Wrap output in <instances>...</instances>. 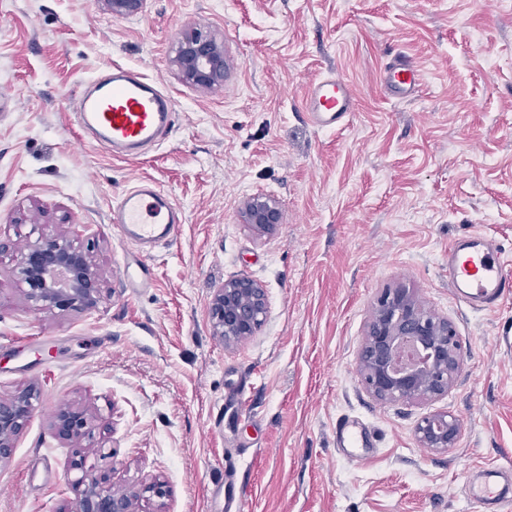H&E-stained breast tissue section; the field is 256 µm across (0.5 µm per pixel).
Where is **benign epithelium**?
<instances>
[{
	"label": "benign epithelium",
	"mask_w": 512,
	"mask_h": 512,
	"mask_svg": "<svg viewBox=\"0 0 512 512\" xmlns=\"http://www.w3.org/2000/svg\"><path fill=\"white\" fill-rule=\"evenodd\" d=\"M104 2L113 15L122 17L138 14L143 4V0ZM172 63L184 84L201 91L219 87L226 72L224 40L187 29L177 42ZM239 218L256 235L265 236L283 223L284 213L276 197L257 193L242 200ZM12 275L32 306L50 312L91 310L103 290L93 246L67 232L40 233L16 259ZM267 314L265 289L248 277L224 282L211 296L214 335L224 339L226 347L256 335ZM459 350L457 332L447 318L426 312L405 288L388 289L377 301L360 350L361 381L381 401L436 398L453 385ZM39 397L35 384L0 395V463L13 456ZM53 427L58 438L77 442L90 435L93 415L85 407L66 405L57 411ZM416 434L421 447L446 450L455 445L460 424L451 415L434 414L421 421ZM71 467L81 476L73 483L75 505L63 512H145L143 504L166 496L165 485L157 478L113 492L107 486L108 476L96 474L81 453Z\"/></svg>",
	"instance_id": "1"
}]
</instances>
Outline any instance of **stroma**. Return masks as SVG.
Masks as SVG:
<instances>
[{
    "label": "stroma",
    "mask_w": 512,
    "mask_h": 512,
    "mask_svg": "<svg viewBox=\"0 0 512 512\" xmlns=\"http://www.w3.org/2000/svg\"><path fill=\"white\" fill-rule=\"evenodd\" d=\"M222 37L221 87L183 84L171 65L185 29ZM403 55L416 96L385 94L383 65ZM141 70L172 96V131L139 160L113 156L73 107L102 64ZM346 79L356 111L342 131L312 127L305 86ZM0 395L41 396L13 457L0 463V512H62L76 498L77 448L113 490L159 478L166 512H224V466L241 460L246 512H476L467 475L512 477V300L458 302L448 244L480 231L512 261V0H144L133 17L102 0H0ZM184 211L159 245L146 287L127 288L135 249L108 222L135 179ZM282 204L257 236L240 201ZM96 242L104 296L88 312L34 310L12 259L35 231ZM248 277L268 295L255 336L228 348L209 303ZM408 289L457 331L448 394L382 402L358 374L375 304ZM243 406H236V396ZM89 407L92 436L59 439L63 404ZM455 416L454 447H421L416 428ZM372 435L368 460L336 446L339 418Z\"/></svg>",
    "instance_id": "35a3bbf8"
}]
</instances>
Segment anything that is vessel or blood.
<instances>
[{
    "mask_svg": "<svg viewBox=\"0 0 512 512\" xmlns=\"http://www.w3.org/2000/svg\"><path fill=\"white\" fill-rule=\"evenodd\" d=\"M380 81L391 99L406 101L417 93L422 75L411 61L397 56L387 63ZM354 110L353 89L342 77L328 73L311 82L304 114L317 129L345 127ZM75 112L78 126L93 133L114 156L136 159L172 131L175 102L138 69L107 64L88 82ZM108 222L122 242L135 246L147 260L158 244L174 240L184 213L155 181L141 178L122 192ZM501 255L495 240L484 233L458 238L449 245L448 281L459 302L493 310L512 298V270ZM335 431L338 446L351 458L361 460L368 455L366 436L353 421L337 420ZM469 493L477 512L487 507L512 512V498L496 493L490 483L471 486Z\"/></svg>",
    "mask_w": 512,
    "mask_h": 512,
    "instance_id": "b4317fda",
    "label": "vessel or blood"
}]
</instances>
